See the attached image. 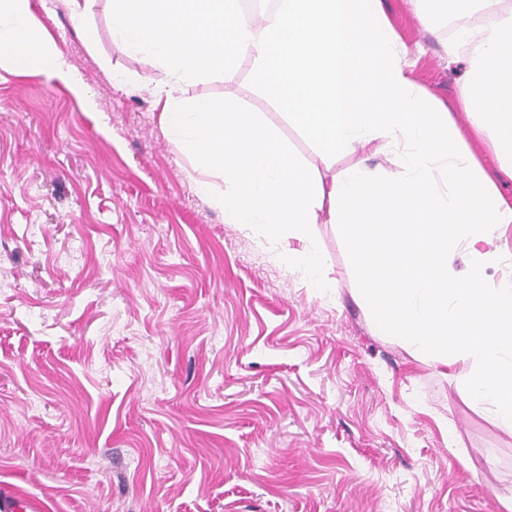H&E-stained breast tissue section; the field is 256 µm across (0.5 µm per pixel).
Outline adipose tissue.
<instances>
[{
    "mask_svg": "<svg viewBox=\"0 0 512 512\" xmlns=\"http://www.w3.org/2000/svg\"><path fill=\"white\" fill-rule=\"evenodd\" d=\"M33 8L32 0H0V52L7 55L9 66L17 75L49 72L69 81L74 93L82 95V84L72 80L52 38L36 36Z\"/></svg>",
    "mask_w": 512,
    "mask_h": 512,
    "instance_id": "ef3b65f1",
    "label": "adipose tissue"
}]
</instances>
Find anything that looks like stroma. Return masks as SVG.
Wrapping results in <instances>:
<instances>
[{
  "mask_svg": "<svg viewBox=\"0 0 512 512\" xmlns=\"http://www.w3.org/2000/svg\"><path fill=\"white\" fill-rule=\"evenodd\" d=\"M35 2L85 94L0 66V488L45 512H503L512 429L459 388L469 362L376 325L338 225L273 242L196 193L147 90L115 87L162 72L113 38L112 0L82 30ZM384 8L450 102L448 32ZM251 76L185 95L242 102L320 165ZM315 247L325 292L282 261Z\"/></svg>",
  "mask_w": 512,
  "mask_h": 512,
  "instance_id": "1",
  "label": "stroma"
}]
</instances>
